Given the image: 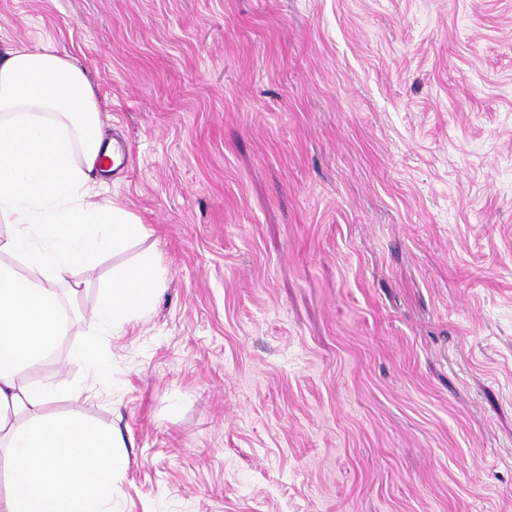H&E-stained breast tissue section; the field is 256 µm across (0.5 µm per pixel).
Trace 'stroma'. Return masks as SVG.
Segmentation results:
<instances>
[{
	"instance_id": "35a3bbf8",
	"label": "stroma",
	"mask_w": 512,
	"mask_h": 512,
	"mask_svg": "<svg viewBox=\"0 0 512 512\" xmlns=\"http://www.w3.org/2000/svg\"><path fill=\"white\" fill-rule=\"evenodd\" d=\"M23 46L82 67L151 230L43 369L119 427L118 512H512V0H0ZM166 271L149 254L134 264L112 269L109 280L99 289L94 310L95 332L71 353L73 361L83 363L88 373L97 378L108 369V363L98 351L99 333L121 329L133 318L145 314L156 293L164 286Z\"/></svg>"
}]
</instances>
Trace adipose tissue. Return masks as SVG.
<instances>
[{
  "mask_svg": "<svg viewBox=\"0 0 512 512\" xmlns=\"http://www.w3.org/2000/svg\"><path fill=\"white\" fill-rule=\"evenodd\" d=\"M116 153L102 131L94 89L69 58L21 48L0 60V512H115L127 458L113 428H88L85 389L51 378L29 381L52 355L68 323L56 284L125 250L149 230L88 184ZM166 271L153 256L113 268L100 288L94 334L71 353L92 377L108 363L97 335L145 314ZM66 400L70 412L47 414Z\"/></svg>",
  "mask_w": 512,
  "mask_h": 512,
  "instance_id": "ef3b65f1",
  "label": "adipose tissue"
}]
</instances>
